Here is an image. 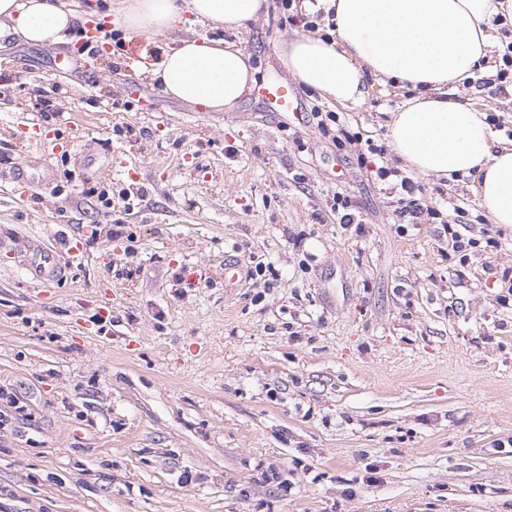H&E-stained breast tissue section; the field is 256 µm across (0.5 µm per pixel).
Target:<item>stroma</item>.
I'll return each mask as SVG.
<instances>
[{"label": "stroma", "instance_id": "35a3bbf8", "mask_svg": "<svg viewBox=\"0 0 512 512\" xmlns=\"http://www.w3.org/2000/svg\"><path fill=\"white\" fill-rule=\"evenodd\" d=\"M281 17L268 0L243 30L189 19L176 34L234 43L258 85L289 84L298 114L257 88L231 112L168 97L143 69L159 36L125 33L70 70L57 57L73 37H0V512H512V305L499 302L512 225L490 223L473 177H425L389 149L412 89L372 79L349 109L292 77L284 51L304 29ZM131 84L146 105L127 112ZM52 86L48 125L81 146L44 164L7 130ZM457 94L512 146V88ZM315 106L386 145L384 165L439 217L399 223ZM21 163L41 183L14 181ZM83 178L140 201L104 207ZM339 192L359 223L338 222ZM456 205L467 236L502 243L464 269L442 229ZM115 224L130 236L123 274L108 238H89ZM30 241L59 250L58 282L25 268ZM228 258L271 272L228 288Z\"/></svg>", "mask_w": 512, "mask_h": 512}]
</instances>
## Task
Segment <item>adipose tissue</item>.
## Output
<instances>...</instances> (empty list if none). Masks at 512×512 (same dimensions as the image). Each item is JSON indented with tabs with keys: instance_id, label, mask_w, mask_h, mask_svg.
Listing matches in <instances>:
<instances>
[{
	"instance_id": "ef3b65f1",
	"label": "adipose tissue",
	"mask_w": 512,
	"mask_h": 512,
	"mask_svg": "<svg viewBox=\"0 0 512 512\" xmlns=\"http://www.w3.org/2000/svg\"><path fill=\"white\" fill-rule=\"evenodd\" d=\"M335 13L331 39L289 42L285 62L300 82L341 106H361L366 78L414 94L394 112L395 153L424 176L476 174V194L491 223L512 225V147L498 146L482 112L454 97L493 42L497 15H512V0H322ZM266 0H117L132 32L164 35L182 12L229 30L257 19ZM65 0H0V32L31 45L61 42L79 22ZM165 94L215 112L235 109L255 81L250 57L223 40L182 37L152 70Z\"/></svg>"
}]
</instances>
